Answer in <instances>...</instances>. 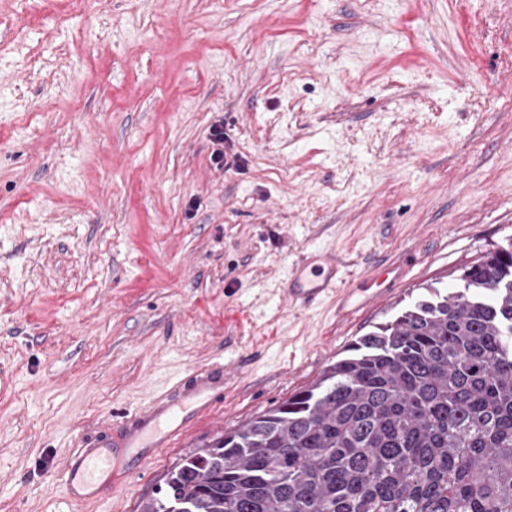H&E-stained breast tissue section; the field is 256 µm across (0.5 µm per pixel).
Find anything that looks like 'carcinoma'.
I'll use <instances>...</instances> for the list:
<instances>
[{"instance_id":"1","label":"carcinoma","mask_w":512,"mask_h":512,"mask_svg":"<svg viewBox=\"0 0 512 512\" xmlns=\"http://www.w3.org/2000/svg\"><path fill=\"white\" fill-rule=\"evenodd\" d=\"M186 455L140 512H512V239Z\"/></svg>"}]
</instances>
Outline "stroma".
I'll return each instance as SVG.
<instances>
[{
  "instance_id": "35a3bbf8",
  "label": "stroma",
  "mask_w": 512,
  "mask_h": 512,
  "mask_svg": "<svg viewBox=\"0 0 512 512\" xmlns=\"http://www.w3.org/2000/svg\"><path fill=\"white\" fill-rule=\"evenodd\" d=\"M509 238L512 0H0V512H138ZM317 250L352 310L290 304ZM219 363L214 418L65 497L82 437Z\"/></svg>"
}]
</instances>
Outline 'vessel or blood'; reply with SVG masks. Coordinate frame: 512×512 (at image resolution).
I'll use <instances>...</instances> for the list:
<instances>
[{
  "mask_svg": "<svg viewBox=\"0 0 512 512\" xmlns=\"http://www.w3.org/2000/svg\"><path fill=\"white\" fill-rule=\"evenodd\" d=\"M311 270L297 269L291 303L305 306L333 293L338 279L334 258L318 251L310 256ZM224 393L223 368L190 375L150 407L123 419L104 440H80L63 464L67 497L76 503L103 498L128 478L130 462L151 458L180 439L198 422L211 417Z\"/></svg>",
  "mask_w": 512,
  "mask_h": 512,
  "instance_id": "obj_1",
  "label": "vessel or blood"
}]
</instances>
